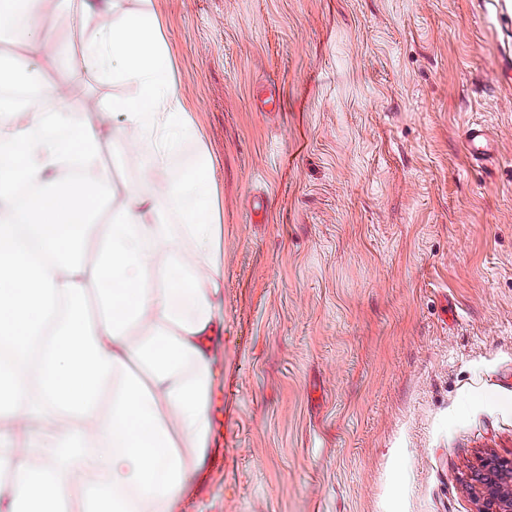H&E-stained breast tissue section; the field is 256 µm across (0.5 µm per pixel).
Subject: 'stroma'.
Segmentation results:
<instances>
[{"instance_id":"stroma-1","label":"stroma","mask_w":512,"mask_h":512,"mask_svg":"<svg viewBox=\"0 0 512 512\" xmlns=\"http://www.w3.org/2000/svg\"><path fill=\"white\" fill-rule=\"evenodd\" d=\"M155 2L222 227L181 512H476L477 454L512 459V0ZM464 143L470 158L475 162L493 159L497 152V144L486 129L479 124L468 125L464 131Z\"/></svg>"}]
</instances>
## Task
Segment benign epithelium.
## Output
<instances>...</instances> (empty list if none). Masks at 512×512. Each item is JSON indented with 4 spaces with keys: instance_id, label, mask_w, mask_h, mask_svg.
I'll use <instances>...</instances> for the list:
<instances>
[{
    "instance_id": "1",
    "label": "benign epithelium",
    "mask_w": 512,
    "mask_h": 512,
    "mask_svg": "<svg viewBox=\"0 0 512 512\" xmlns=\"http://www.w3.org/2000/svg\"><path fill=\"white\" fill-rule=\"evenodd\" d=\"M506 484H512V460L494 453L479 456L466 482L477 512H512V492H504Z\"/></svg>"
}]
</instances>
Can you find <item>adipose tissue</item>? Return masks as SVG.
Instances as JSON below:
<instances>
[{
  "instance_id": "adipose-tissue-1",
  "label": "adipose tissue",
  "mask_w": 512,
  "mask_h": 512,
  "mask_svg": "<svg viewBox=\"0 0 512 512\" xmlns=\"http://www.w3.org/2000/svg\"><path fill=\"white\" fill-rule=\"evenodd\" d=\"M41 2L0 0V34L26 43L0 56V75L38 91L0 113V440L15 446L0 503L65 512L79 480L88 512H179L212 426L208 341L223 286L212 161L151 0ZM60 11L78 48L56 36ZM42 57L133 94L74 108L66 87L29 69ZM115 147L139 162L138 185L119 195L104 161ZM33 365L51 413L26 404ZM32 448L42 468L27 467Z\"/></svg>"
}]
</instances>
